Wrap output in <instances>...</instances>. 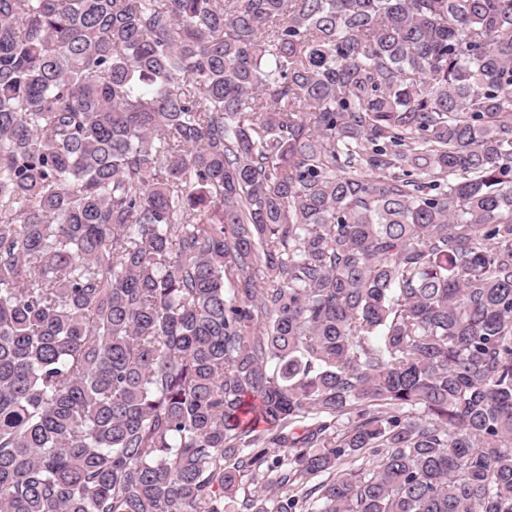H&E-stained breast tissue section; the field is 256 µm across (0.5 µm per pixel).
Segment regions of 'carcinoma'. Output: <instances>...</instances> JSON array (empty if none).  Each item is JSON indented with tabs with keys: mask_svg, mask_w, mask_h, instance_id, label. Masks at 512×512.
Returning a JSON list of instances; mask_svg holds the SVG:
<instances>
[{
	"mask_svg": "<svg viewBox=\"0 0 512 512\" xmlns=\"http://www.w3.org/2000/svg\"><path fill=\"white\" fill-rule=\"evenodd\" d=\"M248 482L512 512V0H0V512Z\"/></svg>",
	"mask_w": 512,
	"mask_h": 512,
	"instance_id": "obj_1",
	"label": "carcinoma"
}]
</instances>
